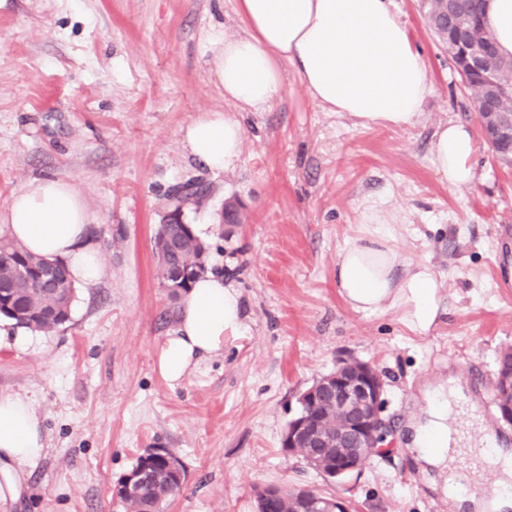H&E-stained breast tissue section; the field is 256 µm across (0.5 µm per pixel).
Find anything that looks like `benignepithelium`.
<instances>
[{"label":"benign epithelium","mask_w":512,"mask_h":512,"mask_svg":"<svg viewBox=\"0 0 512 512\" xmlns=\"http://www.w3.org/2000/svg\"><path fill=\"white\" fill-rule=\"evenodd\" d=\"M477 38L478 29L471 24L458 27L450 41L449 54L460 59L456 70L466 85L485 66L486 60L496 55L493 43L483 41L478 45ZM509 125H512V113L498 111L495 92L488 97L482 131L496 159L505 165H512V151L499 149L498 137ZM383 394V377L376 367L359 360L339 362L332 372L316 380L299 396V410L288 422L282 448L291 455L300 454L313 432L322 427L323 420L316 409L322 403L321 397L327 395L328 411L338 417L347 414L349 420L336 427V457L319 472L334 481L359 473L365 462L379 453L389 435V425L382 417ZM495 394L500 419L512 425V363L498 368ZM316 512H349V505L345 499L331 496L316 503Z\"/></svg>","instance_id":"7a95c632"}]
</instances>
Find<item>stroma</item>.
Returning <instances> with one entry per match:
<instances>
[{"mask_svg": "<svg viewBox=\"0 0 512 512\" xmlns=\"http://www.w3.org/2000/svg\"><path fill=\"white\" fill-rule=\"evenodd\" d=\"M435 93L405 130L354 125L316 105L291 67L280 99L243 112L242 154L213 172L183 151L180 129L234 110L209 68L239 29L237 0H0V209L26 182L71 181L108 268L79 287L69 322L0 348V390L34 402L48 445L9 512H123L113 490L152 448L185 478L164 512H255L267 485H309L352 512H491L488 499L444 495L407 446L423 392L455 379L467 401L450 429L479 441L510 433L493 405L498 358L512 348V170L485 140L477 178L457 189L431 164L432 134L453 120L480 130L471 94L426 24L419 0H394ZM206 196L184 208L212 224L208 272L240 289L249 332L176 389L155 369L177 298L157 274L154 237L177 185ZM392 211L401 266L443 277L439 318L418 334L403 311L364 314L336 288L340 247L363 230L366 202ZM242 221H220L225 204ZM385 381L388 447L357 475L326 480L281 446L298 397L343 360Z\"/></svg>", "mask_w": 512, "mask_h": 512, "instance_id": "35a3bbf8", "label": "stroma"}]
</instances>
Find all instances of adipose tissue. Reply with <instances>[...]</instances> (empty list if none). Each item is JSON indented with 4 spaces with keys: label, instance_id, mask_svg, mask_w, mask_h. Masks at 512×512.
I'll use <instances>...</instances> for the list:
<instances>
[{
    "label": "adipose tissue",
    "instance_id": "ef3b65f1",
    "mask_svg": "<svg viewBox=\"0 0 512 512\" xmlns=\"http://www.w3.org/2000/svg\"><path fill=\"white\" fill-rule=\"evenodd\" d=\"M242 30L224 36L210 70L238 110L262 112L278 98L283 65H290L318 106L362 127L415 125L434 92L428 66L391 8V0H239ZM485 19L498 52L512 58V0H485ZM187 153L214 171L240 158L244 128L235 113L204 114L180 131ZM471 128L450 122L434 132L431 160L449 186L475 180ZM365 232L338 254L336 286L355 311L400 307L409 328L427 332L438 316L441 276L426 263L400 268L395 217L374 203L362 212ZM0 238L62 260L74 283L91 287L107 274L90 232V213L75 186L50 177L30 179L0 209ZM240 291L223 276L205 274L185 291L172 334L159 346L156 369L172 387L224 351L247 330ZM460 390L443 380L425 391L423 421L410 439L423 461L447 474L455 461L448 405ZM40 421L29 396L0 391V505L16 502L22 475L43 455Z\"/></svg>",
    "mask_w": 512,
    "mask_h": 512
}]
</instances>
